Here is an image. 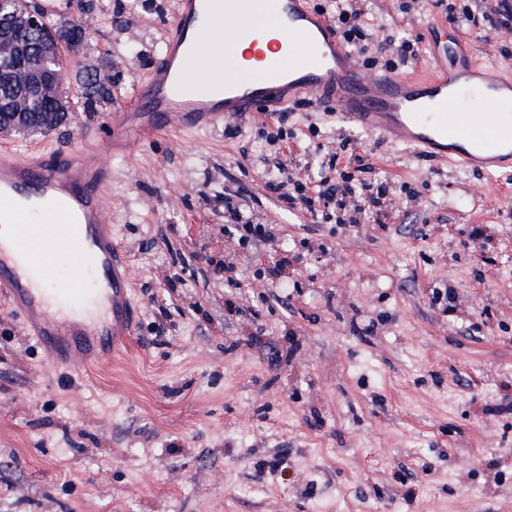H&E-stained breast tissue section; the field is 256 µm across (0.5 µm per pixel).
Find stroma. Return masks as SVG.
Masks as SVG:
<instances>
[{"label": "stroma", "mask_w": 512, "mask_h": 512, "mask_svg": "<svg viewBox=\"0 0 512 512\" xmlns=\"http://www.w3.org/2000/svg\"><path fill=\"white\" fill-rule=\"evenodd\" d=\"M51 2L89 27L65 91L118 77L99 111L0 132L21 158L112 133L176 7ZM356 6L416 51L373 72L426 75L434 42L459 32L480 67L512 63L511 37L449 23L438 0ZM277 156L309 191L366 163L383 203L355 225L332 206L311 216L269 189ZM107 196L136 333L100 367L58 368L0 300V512H512V166L425 158L299 101L230 137L160 129L113 157ZM241 219L276 225L279 243L241 249L225 232ZM278 448V471H261Z\"/></svg>", "instance_id": "35a3bbf8"}]
</instances>
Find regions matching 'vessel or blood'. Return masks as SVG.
Segmentation results:
<instances>
[{
  "label": "vessel or blood",
  "mask_w": 512,
  "mask_h": 512,
  "mask_svg": "<svg viewBox=\"0 0 512 512\" xmlns=\"http://www.w3.org/2000/svg\"><path fill=\"white\" fill-rule=\"evenodd\" d=\"M269 5L283 55L259 77L242 78L232 66L233 40L202 39L204 27L228 16L239 33L250 32L251 7L243 0H178L164 55L138 85L118 134L95 138L89 151L26 164L0 156V223L14 227L13 240L0 239V299L55 365L102 363L135 331L128 268L112 238L105 187L113 147L148 137L159 125L213 130L228 114L311 100L439 157L453 150L473 166L512 161V96L501 95L503 81L476 80L477 64L460 60L458 44L432 51L436 69L426 79L372 74L307 0ZM48 214L54 223H44ZM62 257L77 274L52 279Z\"/></svg>",
  "instance_id": "1"
}]
</instances>
